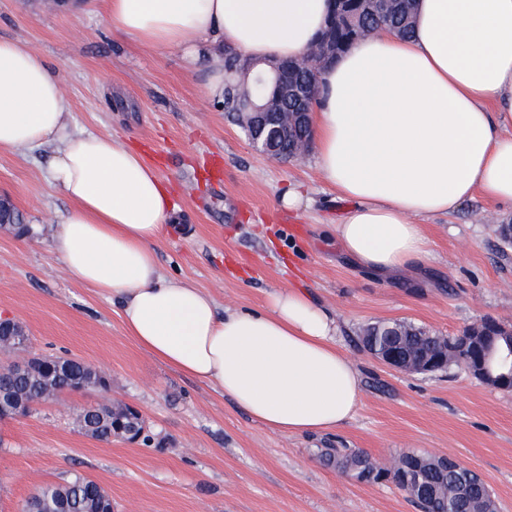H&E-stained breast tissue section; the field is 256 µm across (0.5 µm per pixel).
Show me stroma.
Wrapping results in <instances>:
<instances>
[{"label":"stroma","instance_id":"35a3bbf8","mask_svg":"<svg viewBox=\"0 0 512 512\" xmlns=\"http://www.w3.org/2000/svg\"><path fill=\"white\" fill-rule=\"evenodd\" d=\"M104 0H0V40L34 50L60 76L73 131L111 133L139 150L172 190L176 220L156 246L166 275L192 280L219 308L257 309L300 287L336 313L337 342L362 381L342 427L286 436L267 430L212 386L162 364L131 340L111 299L64 268L51 239L70 203L49 185L51 147L0 154V194L30 234L0 232V318L26 325L27 356L68 355L102 369L111 399L137 408L146 440L98 441L72 417L99 400L73 393L32 415L0 420V512H22L46 483L97 481L113 512H420L392 484L359 483L325 465L323 448L380 461L407 452L447 456L512 512V394L455 369L406 375L357 342L360 328L406 320L457 336L481 319L512 324V247L499 225L512 206L477 199L426 218L433 253L395 276L367 270L336 242L349 201L322 180L315 155H258L240 127L205 98V64L110 32ZM311 203L280 205L289 189Z\"/></svg>","mask_w":512,"mask_h":512}]
</instances>
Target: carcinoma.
<instances>
[{
	"label": "carcinoma",
	"instance_id": "obj_1",
	"mask_svg": "<svg viewBox=\"0 0 512 512\" xmlns=\"http://www.w3.org/2000/svg\"><path fill=\"white\" fill-rule=\"evenodd\" d=\"M412 28L413 0H395L388 9L378 3L366 2L354 22H338L328 31V38L336 46V54L340 55L359 38L382 30L407 36ZM235 87V93L224 96V111L235 120L241 119L243 102L276 97L275 84L269 83L259 91L251 74L243 76ZM310 137L311 129L294 125L288 139L273 145L272 153L288 161L294 157L297 144ZM423 335L425 331L411 322H376L361 328L359 341L366 349L372 341L383 344L401 336L410 347L435 361V374L445 373L452 367L466 370L473 367L474 352L459 350L457 338L436 335L425 339ZM48 360L57 365L52 373L44 372L40 366L19 370L12 363L0 364V418L14 415L19 405L30 409L53 400L60 392L78 388L82 381L92 382L101 376L95 367L76 358L52 355ZM75 424L83 434L104 442L126 435L135 438L144 430V421L135 415L128 416L125 405L119 401L110 406L97 405L89 411L81 410ZM320 453L327 463L362 483L389 479L399 489L411 493L414 489L405 483V471L420 464L418 487L422 494L416 495L415 501L421 512H495L494 500L485 481H476L465 490L461 488L460 476L467 468L460 464L444 468L439 458L415 452L399 456L388 466L353 448H322ZM26 504L29 512H112V498L108 492L82 474H74L61 483L38 487Z\"/></svg>",
	"mask_w": 512,
	"mask_h": 512
}]
</instances>
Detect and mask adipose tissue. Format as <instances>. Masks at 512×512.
<instances>
[{"label": "adipose tissue", "mask_w": 512, "mask_h": 512, "mask_svg": "<svg viewBox=\"0 0 512 512\" xmlns=\"http://www.w3.org/2000/svg\"><path fill=\"white\" fill-rule=\"evenodd\" d=\"M329 0H106L115 33L206 61L204 92L224 101V48L265 62L298 56ZM411 37L382 31L325 69L312 115L317 166L351 206L334 227L344 253L383 275L428 260L420 220L476 197L512 204V0H415ZM58 75L0 41V153L53 146L48 180L69 199L52 250L72 276L118 302L126 333L170 368L218 388L283 435L334 430L361 380L336 343L332 310L303 288L260 310H219L164 275L155 243L171 194L112 134L74 132Z\"/></svg>", "instance_id": "ef3b65f1"}]
</instances>
